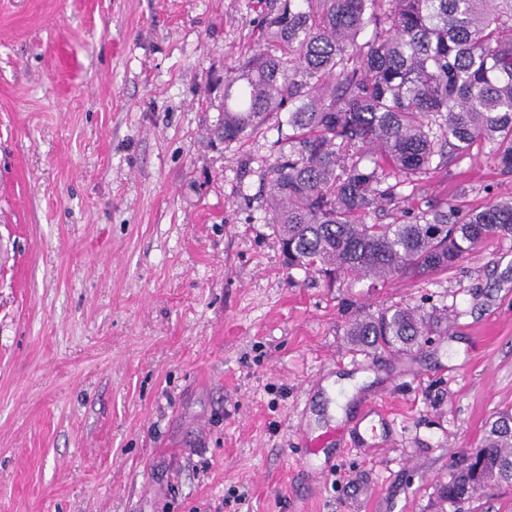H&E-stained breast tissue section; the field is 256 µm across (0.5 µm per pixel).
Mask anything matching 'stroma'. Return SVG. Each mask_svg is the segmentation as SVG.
Listing matches in <instances>:
<instances>
[{
    "label": "stroma",
    "mask_w": 512,
    "mask_h": 512,
    "mask_svg": "<svg viewBox=\"0 0 512 512\" xmlns=\"http://www.w3.org/2000/svg\"><path fill=\"white\" fill-rule=\"evenodd\" d=\"M260 17L0 0V512H430L512 409V241L425 279L288 269L264 212L277 121L217 137ZM397 192L368 223L481 208L512 174L478 142ZM394 305L439 316L428 343L355 346Z\"/></svg>",
    "instance_id": "35a3bbf8"
}]
</instances>
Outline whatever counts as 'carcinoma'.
<instances>
[{
    "mask_svg": "<svg viewBox=\"0 0 512 512\" xmlns=\"http://www.w3.org/2000/svg\"><path fill=\"white\" fill-rule=\"evenodd\" d=\"M256 41L224 79L226 143L288 114V150L269 166L265 212L288 269L334 281L448 271L482 242L512 240V197L462 212L446 200L368 224L406 180L482 141L512 173V0H261ZM395 183H390V180ZM430 317L394 307L348 335L402 351ZM478 461L438 489L435 512L512 480V413L491 422Z\"/></svg>",
    "mask_w": 512,
    "mask_h": 512,
    "instance_id": "obj_1",
    "label": "carcinoma"
}]
</instances>
